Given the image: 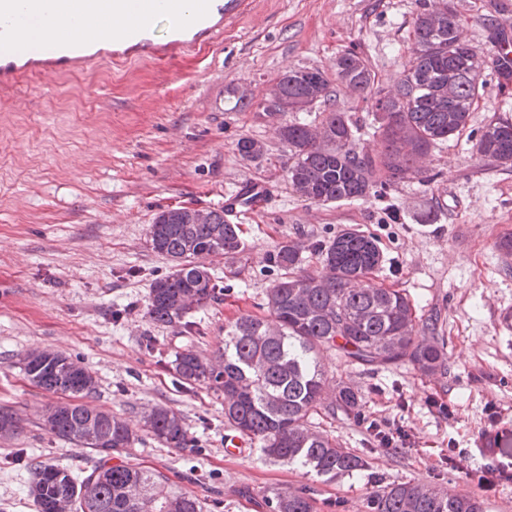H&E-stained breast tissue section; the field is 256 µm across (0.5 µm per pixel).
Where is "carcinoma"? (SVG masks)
I'll list each match as a JSON object with an SVG mask.
<instances>
[{
	"instance_id": "carcinoma-1",
	"label": "carcinoma",
	"mask_w": 512,
	"mask_h": 512,
	"mask_svg": "<svg viewBox=\"0 0 512 512\" xmlns=\"http://www.w3.org/2000/svg\"><path fill=\"white\" fill-rule=\"evenodd\" d=\"M413 18L415 51L402 66L396 90L387 93L368 60L354 49L336 58V86L343 87L373 113V135L382 149L359 145V128L336 109L322 113L316 126L284 123L279 139L288 151L286 178L304 200L337 203L366 200L420 173L418 163L438 143L460 137L484 94V73L492 69L501 92L512 89V65L496 60L494 49L480 50L463 35L457 5L417 0ZM281 95L294 103L317 104L331 97L329 81L318 69H292L276 80ZM483 158L512 164V121L492 116L474 135ZM242 159L261 157V143L243 136L236 143ZM210 222L194 224L190 208L159 213L147 235L151 250L171 263V271L150 288L148 314L164 326L190 327L185 316L215 303L222 295L206 260L240 259L245 244L238 225L224 209L209 210ZM322 270L303 267L302 246L283 241L266 255L280 272L267 293V315L241 314L224 326V349L206 359L187 348L175 354L176 375L224 396V425L258 445L269 460L330 480L366 467L361 457L337 446L312 425V415L327 409L347 415L360 408L350 387L327 384L322 357L334 352L351 364L410 365L424 374L448 370L443 341L435 324L420 325L407 294L376 286L370 275L382 265L379 242L355 228L339 231L319 247ZM23 372L34 386L61 395L41 415L53 436L99 455L85 475L49 461L30 463L29 494L39 512H201L196 498L176 490L160 471L140 464L112 465V452L128 451L137 441L130 424L91 403L94 376L71 357L33 349ZM143 427L168 448L190 440L178 412L153 407ZM21 418L0 407V436L18 434ZM271 512H316L308 489L277 491L267 497ZM369 512H484L475 495L440 492L424 483L374 482Z\"/></svg>"
}]
</instances>
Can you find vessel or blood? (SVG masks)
Segmentation results:
<instances>
[{
	"mask_svg": "<svg viewBox=\"0 0 512 512\" xmlns=\"http://www.w3.org/2000/svg\"><path fill=\"white\" fill-rule=\"evenodd\" d=\"M108 4L116 21L103 34L92 19ZM253 0H0V91L30 74L59 77L86 70L98 60L125 64L164 61L210 46L247 15ZM48 18L60 30L36 31ZM262 184L245 182L225 194V212H251Z\"/></svg>",
	"mask_w": 512,
	"mask_h": 512,
	"instance_id": "obj_1",
	"label": "vessel or blood"
}]
</instances>
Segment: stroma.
I'll list each match as a JSON object with an SVG mask.
<instances>
[{"label":"stroma","instance_id":"stroma-1","mask_svg":"<svg viewBox=\"0 0 512 512\" xmlns=\"http://www.w3.org/2000/svg\"><path fill=\"white\" fill-rule=\"evenodd\" d=\"M489 2H458L465 37L484 50L500 21ZM416 9V0H257L198 54L96 63L0 94V407L22 419L15 437H0V512H36L28 458L71 470L93 463L90 450L40 428L38 413L55 397L21 370L35 348L87 367L96 404L136 431L131 452L113 454V464L132 458L159 470L202 512H270L267 495L284 488L312 490L317 512H365L376 476L477 494L486 512H512V257L497 247L512 229V164L483 159L463 136L432 148L418 178L381 196L311 203L288 185L275 121L233 108L236 95L260 100L291 69L334 77L347 49L395 90L415 49ZM243 136L264 143L262 158L238 155ZM247 180L261 182L266 199L229 217L246 246L242 259L209 261L222 301L187 314L190 334L153 323L150 286L171 263L146 247L149 224L175 207H223L225 191ZM347 227L379 240L385 262L375 283L403 291L435 323L448 371L424 376L408 365L376 369L326 355L330 385L358 390L362 407L313 421L368 463L327 482L269 461L251 443L229 453L223 396L181 383L172 361L187 348L212 357L228 320L265 315L277 278L265 255L277 243L302 244L316 272V245ZM156 405L182 415L189 447H162L144 428V410ZM363 416L403 426L407 450L385 451L360 426ZM454 448L469 452L476 472L497 468L510 480L489 492L458 483L446 463Z\"/></svg>","mask_w":512,"mask_h":512}]
</instances>
